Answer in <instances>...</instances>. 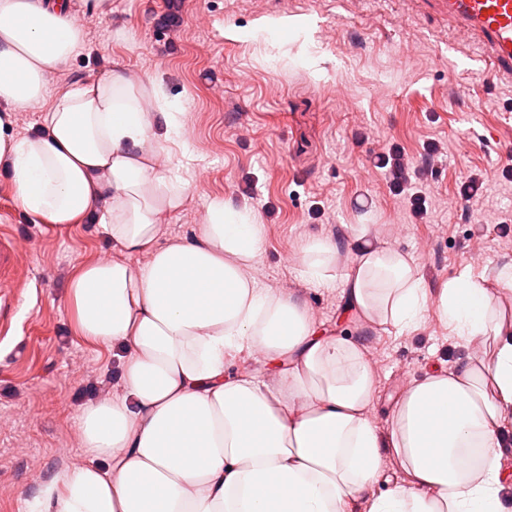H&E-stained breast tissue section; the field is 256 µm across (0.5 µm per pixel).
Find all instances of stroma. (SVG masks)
I'll return each instance as SVG.
<instances>
[{"label":"stroma","instance_id":"35a3bbf8","mask_svg":"<svg viewBox=\"0 0 512 512\" xmlns=\"http://www.w3.org/2000/svg\"><path fill=\"white\" fill-rule=\"evenodd\" d=\"M112 0L85 26L89 54L49 81L46 98L122 68L148 72L186 108L194 187L165 228L190 237L211 199L255 209L266 226L254 276L305 305L330 333L373 358L388 411L425 372L488 345L452 339L435 317L386 332L347 313L339 289L305 281L297 260L313 237L347 241L370 225L410 255L427 287L473 261L488 288L512 264V80L484 81L467 45L449 51L434 21L403 0ZM14 237L16 273L0 300V512H31L37 487L84 462V404L121 391L120 353L74 329L67 286L77 266L120 252L96 224L61 231L19 208L0 168V227Z\"/></svg>","mask_w":512,"mask_h":512}]
</instances>
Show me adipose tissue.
<instances>
[{
	"label": "adipose tissue",
	"instance_id": "1",
	"mask_svg": "<svg viewBox=\"0 0 512 512\" xmlns=\"http://www.w3.org/2000/svg\"><path fill=\"white\" fill-rule=\"evenodd\" d=\"M85 46L71 0H0V164L19 205L63 230L100 224L120 251L80 265L69 301L79 336L125 350L122 393L82 409L87 461L41 484L33 512H504L512 266L496 290L468 264L434 292L368 225L343 245L303 244L305 278L340 287L346 311L398 334L430 313L460 341L493 345L417 380L379 433L362 346L258 285L265 226L251 207L213 198L199 235L162 240L194 184L180 102L116 70L43 106L48 78ZM34 109L33 132L15 134L17 113ZM251 351L275 384L228 373ZM387 453L406 478L375 494Z\"/></svg>",
	"mask_w": 512,
	"mask_h": 512
}]
</instances>
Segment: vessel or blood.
<instances>
[{"instance_id":"b4317fda","label":"vessel or blood","mask_w":512,"mask_h":512,"mask_svg":"<svg viewBox=\"0 0 512 512\" xmlns=\"http://www.w3.org/2000/svg\"><path fill=\"white\" fill-rule=\"evenodd\" d=\"M445 31L473 46L487 78H512V0H410Z\"/></svg>"}]
</instances>
